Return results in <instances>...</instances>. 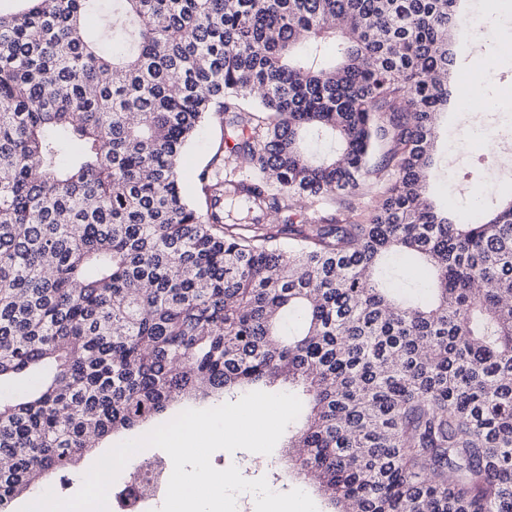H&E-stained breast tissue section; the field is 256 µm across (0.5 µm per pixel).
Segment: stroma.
<instances>
[{
    "label": "stroma",
    "instance_id": "obj_1",
    "mask_svg": "<svg viewBox=\"0 0 512 512\" xmlns=\"http://www.w3.org/2000/svg\"><path fill=\"white\" fill-rule=\"evenodd\" d=\"M455 70L452 74V96L447 113L438 119L440 152L452 151L457 156L456 167L444 173L439 181L431 182L428 193L437 201L447 203L456 211L470 208L469 199L452 194L453 183L472 188L474 196L487 208H495L502 199L512 194V179L497 185H490L487 178V164L481 163V149L464 135L466 128L480 121L501 131L512 129V86L501 88L494 83L480 84L472 70L474 61H481L486 71L512 73V52L502 50L498 42H487L479 37L478 28L464 24L459 26L452 40ZM487 102L489 111L481 112L477 101ZM224 140V125L221 117L208 119L199 129L192 144L182 159L181 176L183 190L190 199H198L200 184L198 175L211 160ZM284 451L283 444H276L267 457V466L258 470L252 467V452L239 450L233 453L219 450L212 454L211 463L222 470L237 466L242 476L253 480L266 478L270 489L285 493L297 488L295 480L279 476L278 462Z\"/></svg>",
    "mask_w": 512,
    "mask_h": 512
}]
</instances>
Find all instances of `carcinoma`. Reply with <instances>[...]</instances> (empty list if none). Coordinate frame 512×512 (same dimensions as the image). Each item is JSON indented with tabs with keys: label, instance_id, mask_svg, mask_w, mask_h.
Masks as SVG:
<instances>
[{
	"label": "carcinoma",
	"instance_id": "obj_1",
	"mask_svg": "<svg viewBox=\"0 0 512 512\" xmlns=\"http://www.w3.org/2000/svg\"><path fill=\"white\" fill-rule=\"evenodd\" d=\"M20 2L0 11V512L91 434L277 384L308 408L287 476L328 512H512V200L464 222L426 197L456 0H112L97 30L98 0ZM214 114L233 146L202 208L179 163ZM372 176L366 222L310 213ZM398 257L427 294L377 278Z\"/></svg>",
	"mask_w": 512,
	"mask_h": 512
}]
</instances>
